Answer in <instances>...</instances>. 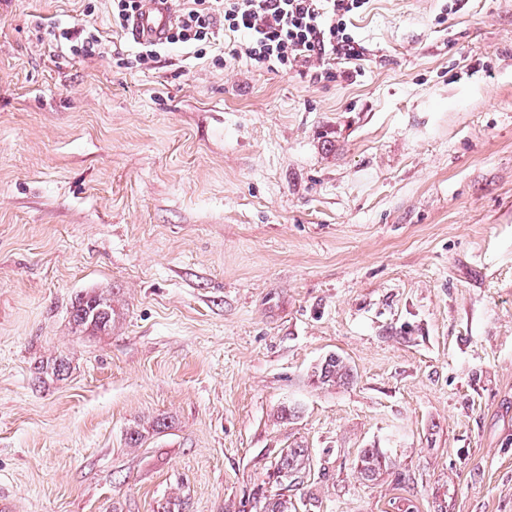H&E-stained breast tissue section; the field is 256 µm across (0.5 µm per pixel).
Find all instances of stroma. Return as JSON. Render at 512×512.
Segmentation results:
<instances>
[{"instance_id":"obj_1","label":"stroma","mask_w":512,"mask_h":512,"mask_svg":"<svg viewBox=\"0 0 512 512\" xmlns=\"http://www.w3.org/2000/svg\"><path fill=\"white\" fill-rule=\"evenodd\" d=\"M111 6L0 0L11 512H238L290 448L291 512H512V0H371L317 83L137 65ZM95 29L75 28L57 25L47 28L43 32L41 40L45 39L49 43L56 45L64 44L74 55L92 56L97 51L100 53L102 42L95 33ZM112 311V304L108 300L97 295H87L77 302L73 318L80 326L101 331L111 326ZM312 376L314 381L323 386H336L349 381L351 369L339 356L330 355L315 368ZM305 451L302 448H290L282 453L275 469L269 474V480L273 479L275 484L298 487L304 483L303 478L306 472ZM293 480H299L293 483ZM386 466V453L381 448H366L357 459V468L367 481L375 480Z\"/></svg>"}]
</instances>
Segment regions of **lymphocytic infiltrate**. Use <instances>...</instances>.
Listing matches in <instances>:
<instances>
[{"label": "lymphocytic infiltrate", "mask_w": 512, "mask_h": 512, "mask_svg": "<svg viewBox=\"0 0 512 512\" xmlns=\"http://www.w3.org/2000/svg\"><path fill=\"white\" fill-rule=\"evenodd\" d=\"M370 0H175L167 44L195 54L224 42L227 54L247 56L270 71L330 78L327 61L356 59L352 18Z\"/></svg>", "instance_id": "obj_1"}]
</instances>
